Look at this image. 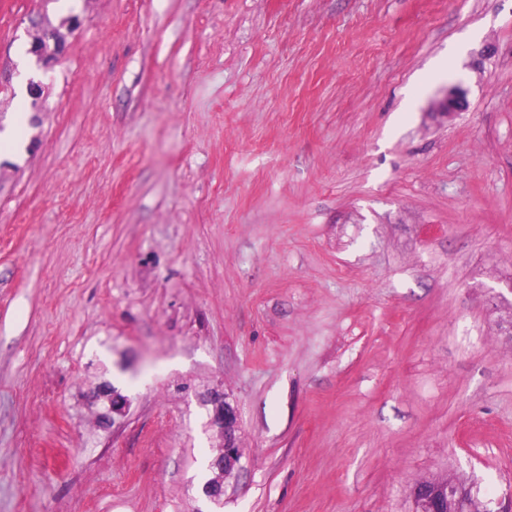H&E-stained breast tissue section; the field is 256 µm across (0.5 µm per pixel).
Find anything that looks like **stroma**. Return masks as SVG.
I'll return each instance as SVG.
<instances>
[{
    "label": "stroma",
    "instance_id": "35a3bbf8",
    "mask_svg": "<svg viewBox=\"0 0 512 512\" xmlns=\"http://www.w3.org/2000/svg\"><path fill=\"white\" fill-rule=\"evenodd\" d=\"M44 16L77 27L34 104ZM20 112L0 512H212L213 388L222 512L512 498V0H0ZM218 426L222 445L224 448L221 454L214 457L212 466L214 468V477L202 488L206 498L213 502L224 503L225 482L233 476L239 468L241 458L240 448L237 443L238 416L233 407L224 399V406L217 409L214 418ZM417 512H464L460 507L461 497H455L446 480L424 481L413 490Z\"/></svg>",
    "mask_w": 512,
    "mask_h": 512
}]
</instances>
